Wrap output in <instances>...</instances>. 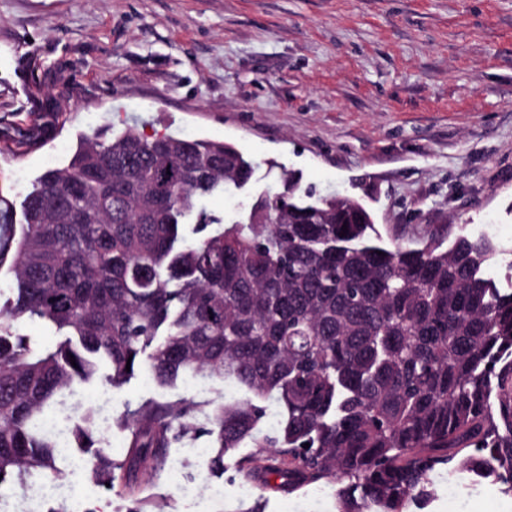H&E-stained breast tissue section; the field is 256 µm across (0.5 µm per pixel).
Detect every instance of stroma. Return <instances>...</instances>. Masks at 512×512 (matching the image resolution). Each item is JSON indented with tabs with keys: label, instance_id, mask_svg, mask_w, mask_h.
Segmentation results:
<instances>
[{
	"label": "stroma",
	"instance_id": "obj_1",
	"mask_svg": "<svg viewBox=\"0 0 512 512\" xmlns=\"http://www.w3.org/2000/svg\"><path fill=\"white\" fill-rule=\"evenodd\" d=\"M235 143L257 164L254 190L302 186L364 202L383 237L495 225L503 249L487 274L506 284L512 260V0H0V195L22 202L64 165L80 137L110 126ZM75 384L56 424L107 400L98 434L140 401H223L224 383L159 386L137 374ZM273 452L244 443L210 474L207 438L169 448L158 485L164 512H336V485L253 483L236 463ZM71 448L59 460L68 512H127ZM422 512H512L498 486L433 475ZM224 489L223 501L211 487Z\"/></svg>",
	"mask_w": 512,
	"mask_h": 512
}]
</instances>
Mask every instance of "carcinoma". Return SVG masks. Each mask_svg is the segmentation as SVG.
<instances>
[{
  "mask_svg": "<svg viewBox=\"0 0 512 512\" xmlns=\"http://www.w3.org/2000/svg\"><path fill=\"white\" fill-rule=\"evenodd\" d=\"M254 173L231 143L105 129L38 178L20 225L0 208V269L16 282L0 304V488L56 476L47 419L99 358L113 387L146 368L161 386L211 376L244 390L126 408L125 453L101 446L90 464L133 496L129 512H145L135 494L167 449L202 436L220 473L251 441L281 457L255 473L262 484L346 482L337 512H407L441 467L512 496V291L485 272L498 246L463 232L386 240L362 203L303 191L293 173L229 218L201 207ZM24 317L55 341L19 333ZM270 397L282 420L260 437ZM93 426L89 408L78 447L94 448Z\"/></svg>",
  "mask_w": 512,
  "mask_h": 512,
  "instance_id": "obj_1",
  "label": "carcinoma"
}]
</instances>
